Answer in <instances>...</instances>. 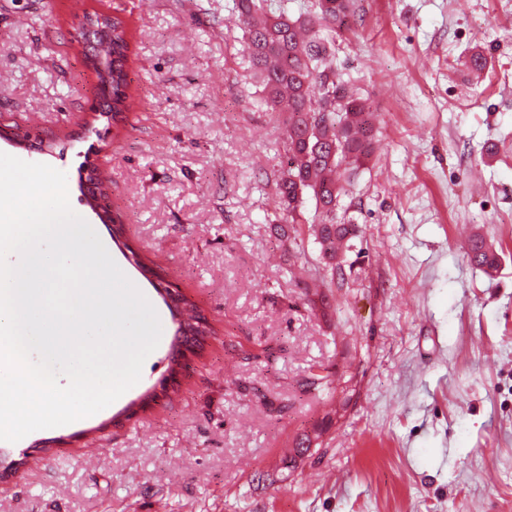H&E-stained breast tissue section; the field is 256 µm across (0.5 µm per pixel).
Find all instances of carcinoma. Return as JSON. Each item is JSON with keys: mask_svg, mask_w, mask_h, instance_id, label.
<instances>
[{"mask_svg": "<svg viewBox=\"0 0 512 512\" xmlns=\"http://www.w3.org/2000/svg\"><path fill=\"white\" fill-rule=\"evenodd\" d=\"M298 15L288 14V0H232L231 12L243 32L246 77L258 104L286 115L282 173L276 182L278 209L286 222L302 224L307 206L317 266L328 271V288H342L336 269L353 268L348 256L362 238L361 225L346 201L347 185L371 155L373 113L336 69V38L349 30L354 0H308ZM112 54L118 62L112 107L128 102V43L121 21L113 20ZM470 264L488 274L499 256L488 243L467 251Z\"/></svg>", "mask_w": 512, "mask_h": 512, "instance_id": "cac0c4a2", "label": "carcinoma"}]
</instances>
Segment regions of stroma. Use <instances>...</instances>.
I'll return each instance as SVG.
<instances>
[{
  "mask_svg": "<svg viewBox=\"0 0 512 512\" xmlns=\"http://www.w3.org/2000/svg\"><path fill=\"white\" fill-rule=\"evenodd\" d=\"M231 0H0V118L51 152L69 201L156 310L137 384L7 452L0 512H512V0H356L336 64L376 114L351 184L365 258L322 293L278 226L285 127L240 68ZM129 44L120 120L91 110L85 17ZM491 64L471 75L470 56ZM95 167L124 236L210 335L171 369L177 323L87 205ZM500 256L467 260L472 234ZM342 373L354 391L305 392ZM475 236H479L482 239V251H480V253H473L469 244L467 251L468 261L473 267L480 269L489 275L491 271H495L497 269L500 261L499 256L482 236Z\"/></svg>",
  "mask_w": 512,
  "mask_h": 512,
  "instance_id": "obj_1",
  "label": "stroma"
}]
</instances>
